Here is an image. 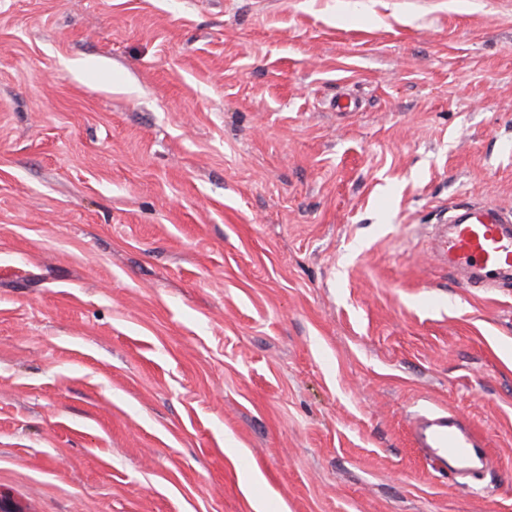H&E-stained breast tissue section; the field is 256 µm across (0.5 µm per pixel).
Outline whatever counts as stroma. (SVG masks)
<instances>
[{
	"label": "stroma",
	"instance_id": "stroma-1",
	"mask_svg": "<svg viewBox=\"0 0 512 512\" xmlns=\"http://www.w3.org/2000/svg\"><path fill=\"white\" fill-rule=\"evenodd\" d=\"M462 202L512 211V0H0V512H512ZM414 442L426 450L438 464L448 466V459L462 469L481 462L474 448L479 441L460 423L448 420V414L416 416L412 428Z\"/></svg>",
	"mask_w": 512,
	"mask_h": 512
}]
</instances>
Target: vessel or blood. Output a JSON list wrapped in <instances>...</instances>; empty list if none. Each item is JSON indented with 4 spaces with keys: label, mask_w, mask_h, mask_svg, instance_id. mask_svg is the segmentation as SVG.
I'll return each instance as SVG.
<instances>
[{
    "label": "vessel or blood",
    "mask_w": 512,
    "mask_h": 512,
    "mask_svg": "<svg viewBox=\"0 0 512 512\" xmlns=\"http://www.w3.org/2000/svg\"><path fill=\"white\" fill-rule=\"evenodd\" d=\"M437 254L449 269L470 278L512 285V212L464 205L459 218L441 225ZM413 438L438 464L451 461L467 469L479 460L476 436L447 415L417 416Z\"/></svg>",
    "instance_id": "b4317fda"
}]
</instances>
